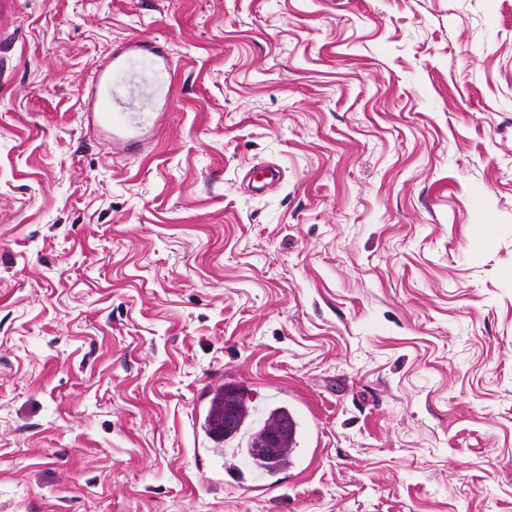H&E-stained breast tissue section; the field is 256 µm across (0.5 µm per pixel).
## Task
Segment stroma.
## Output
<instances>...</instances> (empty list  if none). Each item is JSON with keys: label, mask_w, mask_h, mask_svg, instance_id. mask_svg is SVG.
Instances as JSON below:
<instances>
[{"label": "stroma", "mask_w": 512, "mask_h": 512, "mask_svg": "<svg viewBox=\"0 0 512 512\" xmlns=\"http://www.w3.org/2000/svg\"><path fill=\"white\" fill-rule=\"evenodd\" d=\"M227 386L301 423L260 498ZM0 512H512V0H0ZM151 54L157 66L170 72V62L138 41L114 53L111 60L99 67L88 86V107L96 122L112 134V152L122 150L124 141L135 139L147 129V117L134 112L136 90L129 86V75L134 72L131 59L135 55ZM121 74V80L116 75ZM224 392L217 393L212 401V413L210 416L211 430L217 432L219 435H224V432L219 431L221 422V414L224 403V431L227 433L231 431L235 425V408L237 403L238 392L232 389H225ZM251 436L252 433L243 432L241 426L230 439L224 441L222 448L227 473L240 481L246 480V475H249L253 468L261 467L250 459L252 453H256L259 448H246Z\"/></svg>", "instance_id": "35a3bbf8"}]
</instances>
